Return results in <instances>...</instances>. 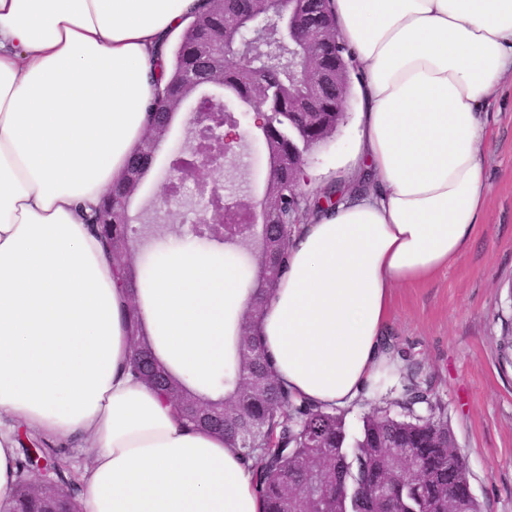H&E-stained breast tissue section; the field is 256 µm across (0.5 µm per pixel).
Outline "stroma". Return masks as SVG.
<instances>
[{
  "instance_id": "stroma-1",
  "label": "stroma",
  "mask_w": 512,
  "mask_h": 512,
  "mask_svg": "<svg viewBox=\"0 0 512 512\" xmlns=\"http://www.w3.org/2000/svg\"><path fill=\"white\" fill-rule=\"evenodd\" d=\"M490 142L485 156L487 217L465 253L432 278L392 292L386 336L403 354L401 368L350 408L346 420L357 427L364 411L380 404L401 378H413L440 400L456 447L467 460L470 483L482 512H512V365L502 363L498 340L512 324V81H505L485 106ZM357 99L349 97L337 131L307 155L303 192L310 197L329 183L347 181L357 147ZM185 137L184 117L176 115L157 150L155 166L143 178L130 210L139 212L162 191L161 176ZM268 174L260 133H252L224 182L234 190L262 197ZM158 235L149 237L133 263L143 278L168 246L184 243L234 267L241 282H253L254 267L237 253L205 239L173 230L183 201Z\"/></svg>"
}]
</instances>
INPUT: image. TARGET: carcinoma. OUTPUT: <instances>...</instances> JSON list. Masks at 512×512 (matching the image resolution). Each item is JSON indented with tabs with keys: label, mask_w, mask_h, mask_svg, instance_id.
<instances>
[{
	"label": "carcinoma",
	"mask_w": 512,
	"mask_h": 512,
	"mask_svg": "<svg viewBox=\"0 0 512 512\" xmlns=\"http://www.w3.org/2000/svg\"><path fill=\"white\" fill-rule=\"evenodd\" d=\"M317 4L318 0H290L289 12L280 16L283 39H288V14L312 11ZM268 14V0H251L245 16L236 12V0H209L173 47L171 78L158 92V102L165 112L178 110L204 69L206 81L218 84L224 96L247 106L260 103L267 112L262 134L269 150L286 157L290 150L306 152L325 140L311 127L314 113L294 110L295 104L312 97L310 79H290L282 69L262 62L242 69L226 56H205L210 45L248 39ZM138 188L130 178L113 184L110 212L106 197H101L88 219L100 239L107 240L102 225L109 218L112 240L126 238V213ZM336 191L330 185L309 199L299 185L288 181V165L274 172L267 194L278 204V222L270 234L260 237L257 280L238 319L231 359L224 367V396L212 399L193 392L156 359L155 373L146 384L166 398L185 426L214 430L243 452L252 462L263 512H448L450 492L465 504L466 512H481L478 500L469 495L467 462L458 454L448 422L428 390L409 380L392 401L402 413L393 414L388 407L365 412L352 437L345 411L301 399L279 381L254 336L255 317L275 287L303 210L332 203ZM136 292L131 289L132 303L124 315L135 334V372L139 353L152 354ZM20 447L19 468L51 469L56 484L38 491L19 481L17 510L80 512V488L61 463L59 449L42 439L22 442ZM398 448L413 454L422 470L420 477L393 472L390 454Z\"/></svg>",
	"instance_id": "1"
}]
</instances>
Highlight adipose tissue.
<instances>
[{
  "mask_svg": "<svg viewBox=\"0 0 512 512\" xmlns=\"http://www.w3.org/2000/svg\"><path fill=\"white\" fill-rule=\"evenodd\" d=\"M207 0H0V512L18 433L79 442L82 512H263L223 438L182 426L131 375L125 289L85 219L121 180ZM357 65L360 163L296 230L258 323L279 379L346 408L395 362L391 291L431 278L482 223V108L512 79V0H330ZM159 360L200 392L227 353L236 270L161 255L138 288Z\"/></svg>",
  "mask_w": 512,
  "mask_h": 512,
  "instance_id": "1",
  "label": "adipose tissue"
}]
</instances>
